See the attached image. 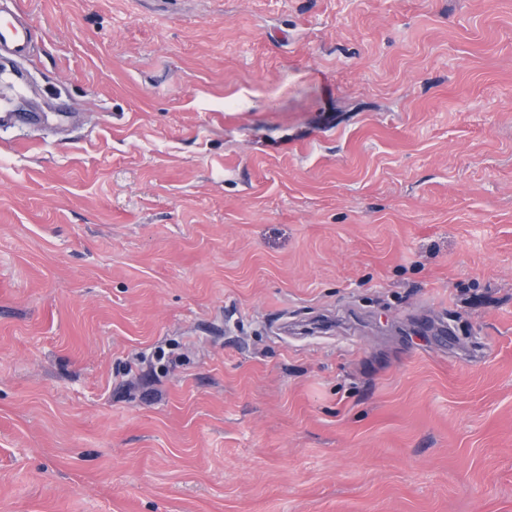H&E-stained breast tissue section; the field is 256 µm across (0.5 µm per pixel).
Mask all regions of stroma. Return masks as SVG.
Here are the masks:
<instances>
[{"label": "stroma", "instance_id": "35a3bbf8", "mask_svg": "<svg viewBox=\"0 0 512 512\" xmlns=\"http://www.w3.org/2000/svg\"><path fill=\"white\" fill-rule=\"evenodd\" d=\"M16 2L0 512H512V0ZM12 20L0 22V52L7 50L13 57H30L34 46L30 18L23 11H14Z\"/></svg>", "mask_w": 512, "mask_h": 512}]
</instances>
